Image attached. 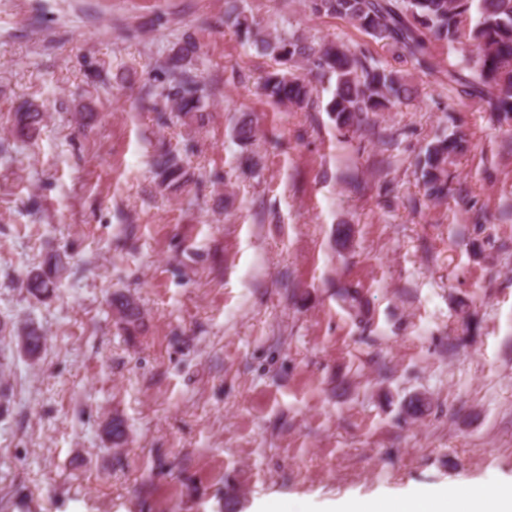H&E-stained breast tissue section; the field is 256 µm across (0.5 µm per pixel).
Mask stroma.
Returning a JSON list of instances; mask_svg holds the SVG:
<instances>
[{"label": "stroma", "mask_w": 512, "mask_h": 512, "mask_svg": "<svg viewBox=\"0 0 512 512\" xmlns=\"http://www.w3.org/2000/svg\"><path fill=\"white\" fill-rule=\"evenodd\" d=\"M244 4L393 62L301 0ZM186 32L211 92L191 128L153 110ZM459 62L436 46L415 101L345 133L329 84L307 110L260 95L275 63L224 0H0V320L46 336L37 359L12 357L0 512H324L512 479V121L448 89ZM26 102L46 114L31 139L11 131ZM245 114L254 173L232 137ZM444 131L469 149L435 202L415 163ZM163 146L186 189L160 188ZM57 251L70 274L30 296L20 279ZM116 291L141 305L136 335ZM417 396L430 409L414 420ZM112 311L116 322L127 331L135 329L141 322L139 304L131 295L116 294L112 297Z\"/></svg>", "instance_id": "1"}]
</instances>
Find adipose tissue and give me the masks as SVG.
Segmentation results:
<instances>
[{
	"mask_svg": "<svg viewBox=\"0 0 512 512\" xmlns=\"http://www.w3.org/2000/svg\"><path fill=\"white\" fill-rule=\"evenodd\" d=\"M326 512H512V481L483 489L458 483L391 502L347 500Z\"/></svg>",
	"mask_w": 512,
	"mask_h": 512,
	"instance_id": "1",
	"label": "adipose tissue"
}]
</instances>
